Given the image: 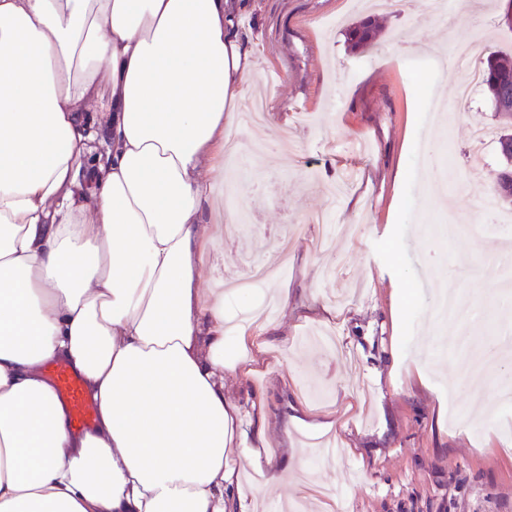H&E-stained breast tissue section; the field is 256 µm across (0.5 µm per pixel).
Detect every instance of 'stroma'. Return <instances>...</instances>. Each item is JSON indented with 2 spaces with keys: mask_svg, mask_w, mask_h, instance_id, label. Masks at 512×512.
<instances>
[{
  "mask_svg": "<svg viewBox=\"0 0 512 512\" xmlns=\"http://www.w3.org/2000/svg\"><path fill=\"white\" fill-rule=\"evenodd\" d=\"M455 9L449 25L420 24L410 0H248L235 13L257 63L243 96L267 106L252 138L269 153L256 162L240 154L208 176L237 217L224 231V272L276 258L288 238L277 284L289 304L248 349L252 373H225L224 391L240 407L238 441L257 445L265 430L268 454L288 469L265 488L270 497H296L310 461L304 441L323 439L318 423L335 421L342 455L315 480L343 493L310 500L313 512H512V408L494 390L512 378V318L489 315L512 225L481 237L464 230L502 164L492 145L484 167L468 172L471 134L500 120L484 92L459 101L468 66L454 60L471 43L481 58L512 53V0ZM369 15L380 36L351 50L348 28ZM435 100L451 118L447 146ZM434 223L447 225L446 242L428 235ZM438 264L448 290L483 314L472 337L509 340L483 383H468L435 341ZM349 396L358 407L348 413Z\"/></svg>",
  "mask_w": 512,
  "mask_h": 512,
  "instance_id": "stroma-1",
  "label": "stroma"
}]
</instances>
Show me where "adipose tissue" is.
I'll use <instances>...</instances> for the list:
<instances>
[{"label": "adipose tissue", "mask_w": 512, "mask_h": 512, "mask_svg": "<svg viewBox=\"0 0 512 512\" xmlns=\"http://www.w3.org/2000/svg\"><path fill=\"white\" fill-rule=\"evenodd\" d=\"M232 0H0V512H230L243 364L206 173L255 76ZM102 151L93 154L91 141ZM97 403L73 431L43 374ZM44 373L57 398L66 405L72 429L83 431L89 428L96 420L97 405L80 375L65 361L46 365Z\"/></svg>", "instance_id": "adipose-tissue-1"}]
</instances>
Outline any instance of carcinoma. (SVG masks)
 <instances>
[{
    "instance_id": "obj_1",
    "label": "carcinoma",
    "mask_w": 512,
    "mask_h": 512,
    "mask_svg": "<svg viewBox=\"0 0 512 512\" xmlns=\"http://www.w3.org/2000/svg\"><path fill=\"white\" fill-rule=\"evenodd\" d=\"M377 35L378 29L373 22L362 19L347 30L349 47L357 50L372 43ZM481 73L482 87L502 120V126L495 128V140L504 167L489 189V199L496 206L512 207V165L508 162L509 154L512 153V132L508 128L512 122V56H488L482 62Z\"/></svg>"
}]
</instances>
